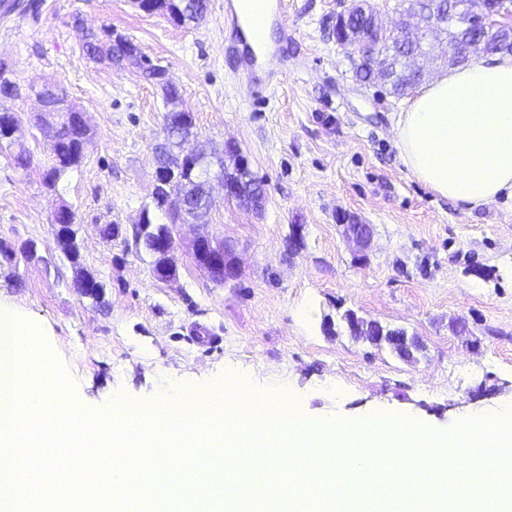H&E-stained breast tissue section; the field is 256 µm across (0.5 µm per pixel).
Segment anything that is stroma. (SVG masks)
Segmentation results:
<instances>
[{"mask_svg": "<svg viewBox=\"0 0 512 512\" xmlns=\"http://www.w3.org/2000/svg\"><path fill=\"white\" fill-rule=\"evenodd\" d=\"M33 2L37 18L0 16V58L21 86L0 97L16 124L0 150V241L15 251L0 266V303L42 325L72 399L103 410L178 384L203 392L230 373L285 391L311 420L408 416L444 431L512 406V199L457 204L408 172L395 132L404 99L356 81L333 35L351 0H288L292 34L271 39L288 78L259 102L234 78L224 0L190 25L132 0ZM106 27L165 70L198 142L218 153L235 142L265 190L258 211L214 190L204 221L175 225L170 282L132 238L142 215L167 220L151 206L163 92L134 64L87 55L86 34ZM47 86L64 88L88 127L81 164L52 188ZM62 206L75 214L76 266L55 242ZM342 214L372 226L368 248L347 242ZM105 224L122 237L101 235ZM200 236L228 247L236 280L199 266ZM79 266L105 283L104 307L74 288ZM349 310L417 336V360L354 339Z\"/></svg>", "mask_w": 512, "mask_h": 512, "instance_id": "1", "label": "stroma"}]
</instances>
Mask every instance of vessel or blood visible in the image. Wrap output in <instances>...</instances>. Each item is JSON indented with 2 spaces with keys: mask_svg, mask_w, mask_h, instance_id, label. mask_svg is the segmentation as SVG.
<instances>
[{
  "mask_svg": "<svg viewBox=\"0 0 512 512\" xmlns=\"http://www.w3.org/2000/svg\"><path fill=\"white\" fill-rule=\"evenodd\" d=\"M224 26L235 34L227 50L236 55L238 73L253 94H261L284 74L282 63L258 37L259 21L248 9L247 0H224Z\"/></svg>",
  "mask_w": 512,
  "mask_h": 512,
  "instance_id": "b4317fda",
  "label": "vessel or blood"
}]
</instances>
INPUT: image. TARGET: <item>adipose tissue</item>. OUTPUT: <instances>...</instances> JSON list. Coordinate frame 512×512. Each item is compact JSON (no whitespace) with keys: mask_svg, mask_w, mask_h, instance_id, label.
Listing matches in <instances>:
<instances>
[{"mask_svg":"<svg viewBox=\"0 0 512 512\" xmlns=\"http://www.w3.org/2000/svg\"><path fill=\"white\" fill-rule=\"evenodd\" d=\"M396 131L404 165L435 194L471 206L512 196V57L449 68Z\"/></svg>","mask_w":512,"mask_h":512,"instance_id":"ef3b65f1","label":"adipose tissue"}]
</instances>
